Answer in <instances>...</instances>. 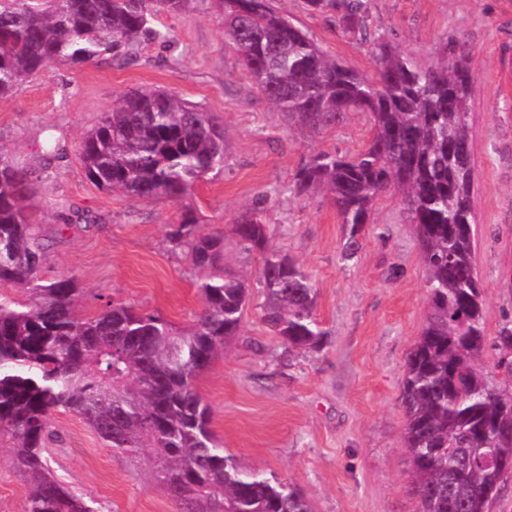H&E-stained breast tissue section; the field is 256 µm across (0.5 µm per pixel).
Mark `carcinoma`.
Listing matches in <instances>:
<instances>
[{"label":"carcinoma","mask_w":512,"mask_h":512,"mask_svg":"<svg viewBox=\"0 0 512 512\" xmlns=\"http://www.w3.org/2000/svg\"><path fill=\"white\" fill-rule=\"evenodd\" d=\"M193 0H0V96L52 64L137 60L148 41L170 42L160 15ZM224 14V46L255 93L307 136L352 112L370 125L353 155L317 150L295 176L298 196L323 194L350 226L341 260L356 257L358 231L379 199L394 194L414 224L426 269L429 312L407 361L404 445L420 512H490L509 469L467 462L471 448L512 457V327L495 346L505 377L476 366L484 350L485 289L475 267L470 202L473 145L469 70L456 52L424 67L385 36L373 37L371 75L329 57L274 0H213ZM350 34L364 36L363 0H304ZM89 180L114 194L179 202L224 171V123L167 90L113 101L80 144ZM32 180L0 151V436L31 487L25 512H97L58 480L48 461L51 416L78 415L116 451L144 453L179 512H312L303 493L239 466L209 428L197 380L239 335L249 289L226 269L224 233L204 234L187 210L168 242L198 273L200 310L184 327L162 315L107 303L84 317L70 276L42 275L45 245L28 212ZM237 243L257 255L262 320L288 355L318 352L325 332L316 291L301 263L273 246L266 210L234 218ZM19 288L24 298L9 293Z\"/></svg>","instance_id":"carcinoma-1"}]
</instances>
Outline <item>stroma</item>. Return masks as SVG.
I'll return each mask as SVG.
<instances>
[{
    "label": "stroma",
    "mask_w": 512,
    "mask_h": 512,
    "mask_svg": "<svg viewBox=\"0 0 512 512\" xmlns=\"http://www.w3.org/2000/svg\"><path fill=\"white\" fill-rule=\"evenodd\" d=\"M371 33L388 37L424 66L447 43L464 46L470 70L475 264L485 284L488 342L479 362L501 378L492 341L512 323V0H365ZM276 7L331 57L370 74L372 40L344 32L302 0ZM171 44L144 43L133 65H53L0 98V149L38 175L33 218L48 241L44 272L74 277L80 311L106 303L160 313L177 325L200 309L197 273L167 233L185 210L202 232L223 231L227 266L256 280V256L242 251L233 217L266 195L271 242L311 274L326 333L317 353L288 356L261 320L253 288L240 335L198 379L211 429L224 453L266 477L297 486L313 512H419L404 449L401 390L406 358L428 313L426 272L415 228L397 199L378 201L358 237L354 261L340 250L349 228L319 196H299L294 177L314 149L352 154L369 141L368 121L352 113L335 129L306 138L253 91L224 48V17L211 0L164 14ZM156 88L199 103L224 122V171L201 180L181 202L134 200L90 182L79 144L113 99ZM57 144L49 152V144ZM62 441L50 461L59 479L98 512H176L145 457L120 453L78 416L51 418ZM0 439V512H23L31 492Z\"/></svg>",
    "instance_id": "35a3bbf8"
}]
</instances>
